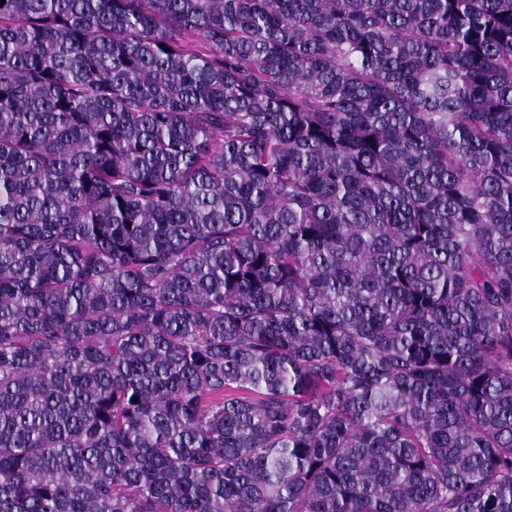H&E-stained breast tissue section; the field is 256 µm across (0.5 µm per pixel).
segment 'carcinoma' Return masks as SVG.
Segmentation results:
<instances>
[{"instance_id":"cac0c4a2","label":"carcinoma","mask_w":512,"mask_h":512,"mask_svg":"<svg viewBox=\"0 0 512 512\" xmlns=\"http://www.w3.org/2000/svg\"><path fill=\"white\" fill-rule=\"evenodd\" d=\"M0 512H512V0L1 3Z\"/></svg>"}]
</instances>
